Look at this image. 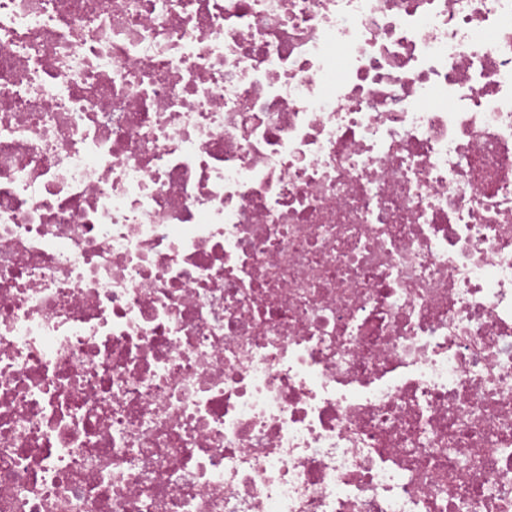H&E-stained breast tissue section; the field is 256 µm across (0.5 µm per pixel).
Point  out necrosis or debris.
<instances>
[{
  "label": "necrosis or debris",
  "instance_id": "4bbe7bcc",
  "mask_svg": "<svg viewBox=\"0 0 512 512\" xmlns=\"http://www.w3.org/2000/svg\"><path fill=\"white\" fill-rule=\"evenodd\" d=\"M0 512H512V0H0Z\"/></svg>",
  "mask_w": 512,
  "mask_h": 512
}]
</instances>
